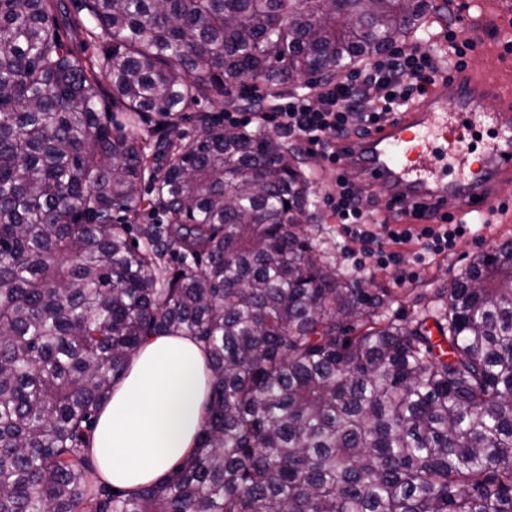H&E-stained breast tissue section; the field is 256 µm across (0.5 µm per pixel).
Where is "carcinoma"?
<instances>
[{"mask_svg":"<svg viewBox=\"0 0 512 512\" xmlns=\"http://www.w3.org/2000/svg\"><path fill=\"white\" fill-rule=\"evenodd\" d=\"M0 0V512H512V242L382 324L301 233L312 181L200 98L389 51L428 0ZM102 45L88 54V42ZM112 105L99 108V76ZM157 118V137L136 121ZM155 182L152 224H133ZM349 322L366 326L353 336ZM211 370L195 448L113 492L88 448L144 338Z\"/></svg>","mask_w":512,"mask_h":512,"instance_id":"1","label":"carcinoma"}]
</instances>
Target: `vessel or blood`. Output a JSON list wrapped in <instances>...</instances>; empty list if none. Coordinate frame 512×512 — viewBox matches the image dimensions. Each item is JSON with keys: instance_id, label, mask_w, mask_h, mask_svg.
I'll return each instance as SVG.
<instances>
[{"instance_id": "b4317fda", "label": "vessel or blood", "mask_w": 512, "mask_h": 512, "mask_svg": "<svg viewBox=\"0 0 512 512\" xmlns=\"http://www.w3.org/2000/svg\"><path fill=\"white\" fill-rule=\"evenodd\" d=\"M478 117L499 136L490 151L474 156L467 140ZM442 145L456 150L467 178L437 175ZM338 153L340 172L380 190L402 220L419 212L451 222L484 213L498 202L501 185L512 181V88L469 68L450 69L409 109L369 136L341 142Z\"/></svg>"}]
</instances>
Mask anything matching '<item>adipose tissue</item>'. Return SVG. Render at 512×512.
Wrapping results in <instances>:
<instances>
[{
    "instance_id": "adipose-tissue-1",
    "label": "adipose tissue",
    "mask_w": 512,
    "mask_h": 512,
    "mask_svg": "<svg viewBox=\"0 0 512 512\" xmlns=\"http://www.w3.org/2000/svg\"><path fill=\"white\" fill-rule=\"evenodd\" d=\"M210 370L188 336L148 337L102 408L90 452L100 479L127 491L159 481L198 440Z\"/></svg>"
}]
</instances>
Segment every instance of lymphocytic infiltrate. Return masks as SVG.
Here are the masks:
<instances>
[{"instance_id": "lymphocytic-infiltrate-1", "label": "lymphocytic infiltrate", "mask_w": 512, "mask_h": 512, "mask_svg": "<svg viewBox=\"0 0 512 512\" xmlns=\"http://www.w3.org/2000/svg\"><path fill=\"white\" fill-rule=\"evenodd\" d=\"M447 57L430 47L397 49L360 65L330 83L309 84L305 92L284 96L244 94L237 113H225L229 123L243 127L258 124L288 133L305 141L327 167L337 162L338 140L359 135L371 125L406 110L433 86L449 67H466L474 44L464 31L449 26L444 35ZM371 190L357 186L344 175L336 177V191L327 201L333 217L344 232L362 244L363 259L385 266H400V246L415 243L417 263L452 250L466 232L465 224H400L380 221L377 210L362 209Z\"/></svg>"}]
</instances>
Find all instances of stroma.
Here are the masks:
<instances>
[{"instance_id": "obj_1", "label": "stroma", "mask_w": 512, "mask_h": 512, "mask_svg": "<svg viewBox=\"0 0 512 512\" xmlns=\"http://www.w3.org/2000/svg\"><path fill=\"white\" fill-rule=\"evenodd\" d=\"M433 2L447 6L446 11L437 16L441 25L452 23L455 13L467 5L471 8L474 24L493 26L495 40L484 48L470 52L468 66L495 80L512 79V53L504 50L505 43L512 41V0H484L480 5L474 4L473 0ZM288 144L299 152L302 168L310 171L314 181V219L305 224V232L327 260L336 264L342 273L356 275L358 287L363 288L367 295L383 299L380 312L385 320L404 323L427 313L442 312V289L449 287L455 278L462 275L476 256L512 240V221L486 226L475 224L470 232L457 239L448 255L431 258L428 265L417 270V277L404 285L395 283L397 269L374 262L368 263L364 273H356L355 260L360 255L361 246L342 233L326 201L327 194L334 189L333 172L309 150L307 144L293 137L289 138Z\"/></svg>"}]
</instances>
